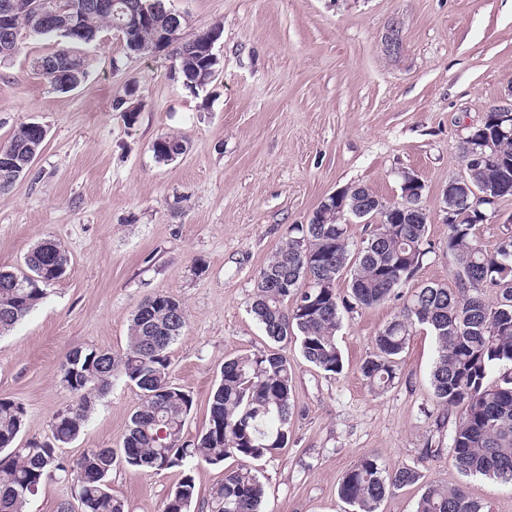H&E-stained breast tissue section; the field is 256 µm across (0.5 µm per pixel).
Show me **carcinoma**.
I'll list each match as a JSON object with an SVG mask.
<instances>
[{"instance_id": "carcinoma-1", "label": "carcinoma", "mask_w": 512, "mask_h": 512, "mask_svg": "<svg viewBox=\"0 0 512 512\" xmlns=\"http://www.w3.org/2000/svg\"><path fill=\"white\" fill-rule=\"evenodd\" d=\"M13 10V31L0 34V62L15 55L24 33L57 38L61 47L33 64L60 92L79 86L88 76L77 47L93 43L104 29L125 37L127 50L148 51L157 31L173 22L188 28L163 0H155L153 26L128 39L125 30L135 0H0ZM77 18L82 40L63 33ZM222 32L218 24L199 29L171 45L169 55L179 64L183 85L197 94L214 79L217 64L205 57L204 37ZM140 101L128 87L115 99V110L136 120ZM46 132L25 123L0 146V193L10 190L30 171L43 148ZM176 135L153 143L157 160L171 162L184 153ZM485 150L486 161L473 164L471 152ZM465 177L476 189L512 183V135H498L485 125L463 142ZM379 224L355 244L347 225L291 224L288 239L260 269L251 312L273 343L299 339L304 358L321 371L339 374L343 359L336 333L343 315L356 307L371 308L399 296L429 253L426 224H394L387 213L373 210ZM474 225L464 220L448 225V253L457 263L458 288L437 284L411 289L400 313L373 338V351L361 372L373 387L393 383L397 360L408 336L418 325L436 340L431 372L434 396L453 418L452 456L466 476H481L512 486V241L499 243L488 254L473 238ZM70 259L54 239L35 245L21 270H0V335L25 318L65 277ZM348 275L347 293L336 282ZM187 314L173 294L154 292L136 307L127 346L116 355L96 347L72 348L62 365V383L72 396L50 425L51 436L21 444L26 408L0 398V512H24L28 497L47 478L60 475L74 482L80 512H126L125 502L112 495L108 478L116 464L159 473L188 467L193 460L212 465L233 457L235 467L224 471V482L210 493L208 512H260L264 487L251 461L285 447L294 403L288 356L273 348L238 355L224 362L221 379L211 392L208 424L189 439L185 426L191 396L170 379L168 350L182 335ZM116 380L134 385L142 403L130 417L123 448H88L68 461L60 449L83 430L96 400ZM420 480L417 470L386 469L378 457L366 455L343 476L339 496L349 512H378L390 494ZM198 499L196 485L186 474L169 495L163 512H189ZM416 512H490L474 500L464 485L428 484Z\"/></svg>"}]
</instances>
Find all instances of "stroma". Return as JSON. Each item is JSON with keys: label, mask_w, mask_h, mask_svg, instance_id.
<instances>
[{"label": "stroma", "mask_w": 512, "mask_h": 512, "mask_svg": "<svg viewBox=\"0 0 512 512\" xmlns=\"http://www.w3.org/2000/svg\"><path fill=\"white\" fill-rule=\"evenodd\" d=\"M164 4L190 28H223L206 92L185 88L169 54H129L113 30L84 48L88 76L67 93L32 66L55 50V40L24 35L20 52L0 67V144L23 123L47 131L30 173L0 193V269L22 268L28 250L47 237L61 242L72 265L0 337V397L24 404L25 439L47 437L70 401L61 383L66 353L77 346L122 352L136 305L157 291L186 309L187 326L169 350L170 374L193 399L185 433L198 435L225 360L270 346L251 312L257 273L289 225L308 223L344 186L396 201L399 171H415L425 185L431 251L412 284L457 286L441 194L464 173L470 131L512 95V0ZM394 23L403 38L397 56L384 41ZM129 85L142 102L133 123L112 107ZM164 134L186 144L168 164L152 150ZM488 215L473 233L491 253L512 232V197ZM402 305L393 299L344 315L338 375L308 363L295 341L285 343L295 415L286 448L252 463L265 488L262 512H345L339 484L369 454L390 470L418 469L422 483H466L491 512H512V486L463 477L455 466L453 427L441 425L431 387L429 329H413L390 386L374 390L363 380L374 336ZM140 405L135 386L114 382L63 455L120 449ZM430 446L436 455L424 457ZM235 463L157 474L120 465L110 488L128 512H162L184 475L205 500Z\"/></svg>", "instance_id": "stroma-1"}]
</instances>
